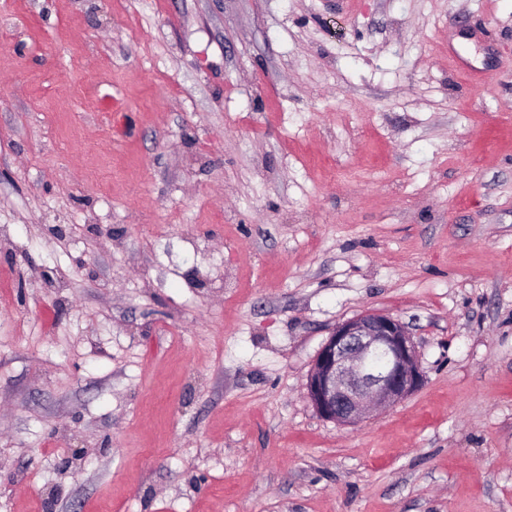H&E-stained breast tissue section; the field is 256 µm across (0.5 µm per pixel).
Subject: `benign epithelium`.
<instances>
[{
    "instance_id": "1",
    "label": "benign epithelium",
    "mask_w": 512,
    "mask_h": 512,
    "mask_svg": "<svg viewBox=\"0 0 512 512\" xmlns=\"http://www.w3.org/2000/svg\"><path fill=\"white\" fill-rule=\"evenodd\" d=\"M421 383L405 325L387 314L365 312L333 329L315 356L306 394L321 417L350 425L401 401Z\"/></svg>"
}]
</instances>
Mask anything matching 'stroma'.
<instances>
[{
  "mask_svg": "<svg viewBox=\"0 0 512 512\" xmlns=\"http://www.w3.org/2000/svg\"><path fill=\"white\" fill-rule=\"evenodd\" d=\"M0 512H512V0H0ZM421 383L405 325L387 314L365 312L333 329L315 356L306 394L321 417L350 425L401 401Z\"/></svg>",
  "mask_w": 512,
  "mask_h": 512,
  "instance_id": "35a3bbf8",
  "label": "stroma"
}]
</instances>
